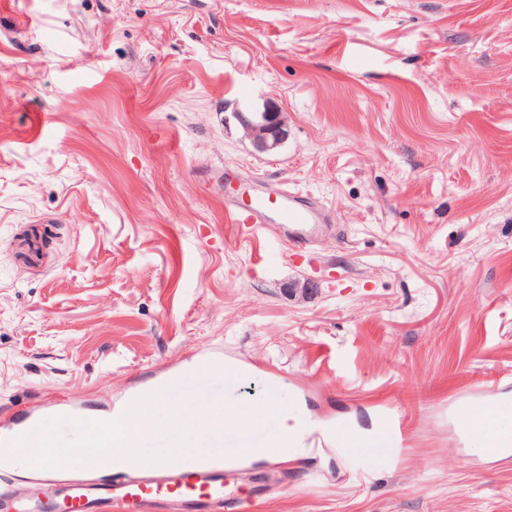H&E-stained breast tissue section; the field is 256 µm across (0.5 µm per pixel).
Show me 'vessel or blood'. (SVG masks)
Returning <instances> with one entry per match:
<instances>
[{"mask_svg":"<svg viewBox=\"0 0 512 512\" xmlns=\"http://www.w3.org/2000/svg\"><path fill=\"white\" fill-rule=\"evenodd\" d=\"M224 216L241 234L259 228L291 245L308 244L323 222L320 207L310 198L283 187L272 193L252 190L247 206L227 205ZM41 420V413L34 410L0 426V447L35 431ZM380 437L391 440L394 447L406 446L404 427L395 412H386ZM11 471L0 461V512H41L42 502L11 498ZM230 471L227 455L215 452L201 462L146 464L134 471L115 466L91 479L64 478L56 468L39 467L35 473L45 493L69 503L70 512H141L146 505L171 506L176 512H240L251 496L228 486Z\"/></svg>","mask_w":512,"mask_h":512,"instance_id":"vessel-or-blood-1","label":"vessel or blood"}]
</instances>
